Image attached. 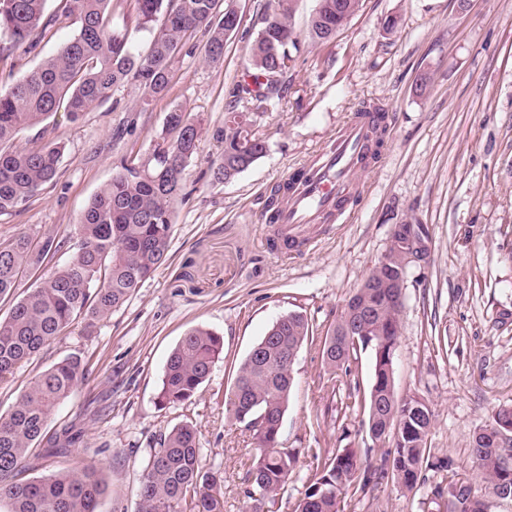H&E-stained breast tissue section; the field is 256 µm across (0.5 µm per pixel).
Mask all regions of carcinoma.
Returning <instances> with one entry per match:
<instances>
[{
	"label": "carcinoma",
	"mask_w": 512,
	"mask_h": 512,
	"mask_svg": "<svg viewBox=\"0 0 512 512\" xmlns=\"http://www.w3.org/2000/svg\"><path fill=\"white\" fill-rule=\"evenodd\" d=\"M133 4L134 30L110 26L109 7ZM296 0H274L251 43L249 64L232 89L234 105L224 113V140L213 180L230 182L267 153L257 135V123L269 107L280 102V77L290 59L288 46H297L291 23ZM47 0H0V62L21 45L51 39L56 24L72 27L62 49L42 60L27 76L0 91V215H7L38 194L58 175L62 155L57 144L19 148L20 132L33 129L64 108L71 119L102 102L113 88L138 83L147 97L170 88L178 53L193 33L208 34L203 60L224 59V42L237 27L219 15L220 0H58L56 13L45 12ZM360 0H317L306 37L314 44L333 40L359 9ZM153 34L147 51L136 45L133 32ZM197 125L180 109L170 111L159 141L143 160L125 166L90 201L78 225L73 253L42 285L32 288L0 320V382L33 354L65 334L78 318L93 327L121 307L131 294L169 259L172 216L182 196L189 161L198 153ZM59 244L52 236L33 242L19 236L0 243V299L13 294L23 274L37 272ZM398 257L387 266H374L322 340V358L332 371L349 365L363 340L347 338L361 308L373 318L359 329L380 347L372 383L360 401L367 412L371 440L392 442V450L376 467L363 465L355 448L331 455L310 448L316 462L309 485L295 512H339L341 497L360 496L389 478L407 490L420 484L429 465L427 437L433 412L424 403L401 399L395 392L393 359L400 327L399 295L395 287ZM312 333L307 318L290 312L278 318L249 351L237 369L231 390L224 396L226 411L253 432L257 455L249 472L247 512H264L285 490L297 463L292 448L279 447L280 419L288 408L293 383L290 351L300 349ZM223 351L215 331L198 326L183 336L163 371L157 396L164 409L191 399L209 377ZM83 377L81 361L63 359L36 377L22 398L0 415V504L6 512H99L104 480L94 466L65 470L25 480V462L39 448L64 455L79 442L70 435L60 440L47 431L48 420ZM472 458L484 489L446 463L451 471L448 512H486V495L512 488V409H500L475 436ZM221 477L204 468L193 426L182 423L160 438L151 451L139 487L138 512H223L217 493Z\"/></svg>",
	"instance_id": "cac0c4a2"
}]
</instances>
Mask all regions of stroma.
Instances as JSON below:
<instances>
[{
  "label": "stroma",
  "instance_id": "1",
  "mask_svg": "<svg viewBox=\"0 0 512 512\" xmlns=\"http://www.w3.org/2000/svg\"><path fill=\"white\" fill-rule=\"evenodd\" d=\"M242 18L224 59L202 60L204 32L178 57L168 94L147 98L137 84L111 92L79 120L64 112L43 124V141L62 144L56 181L9 215L0 240L53 236L60 244L41 275L65 261L92 197L122 164L145 157L173 108L201 124L200 149L176 205L170 259L132 298L94 328L76 321L67 333L0 384V413L42 371L81 357L85 378L58 405L48 429L82 436L65 456L30 460L26 478L92 464L106 491L100 512H138L142 470L161 434L191 423L206 467L224 480V512H243L256 450L252 434L226 412L224 395L239 364L280 316L299 312L313 326L293 365L294 385L279 443L298 450L288 490L274 512H294L311 473L308 449H358L379 464L363 411L346 406L366 393L373 353L349 370L329 372L321 341L370 269L389 250L394 225L419 226L423 260L408 264L393 369L399 396L426 402L431 467L413 490L385 480L366 497L343 498L341 512H434L431 491L448 482L440 460L471 466L474 436L494 412L512 407V0H361L332 42L304 34L317 0H297L292 23L301 39L286 75L288 94L258 131L267 153L228 183L215 182L229 92L245 69L251 34L268 0H231ZM400 19L395 32L384 20ZM59 29L0 65V88L20 80L70 38ZM390 117L378 164L366 169L365 193L347 223L326 230L304 253L282 257L261 243L269 201L290 172L308 162L362 107ZM26 130L17 144L29 146ZM203 326L224 350L190 400L157 405L163 368L184 334ZM335 375L336 388L325 381Z\"/></svg>",
  "mask_w": 512,
  "mask_h": 512
}]
</instances>
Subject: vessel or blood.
Instances as JSON below:
<instances>
[{"instance_id": "1", "label": "vessel or blood", "mask_w": 512, "mask_h": 512, "mask_svg": "<svg viewBox=\"0 0 512 512\" xmlns=\"http://www.w3.org/2000/svg\"><path fill=\"white\" fill-rule=\"evenodd\" d=\"M375 108L355 113L336 136L288 177V189L267 221L283 231L282 252L307 249L324 225L345 223L364 190L363 157L381 132Z\"/></svg>"}]
</instances>
